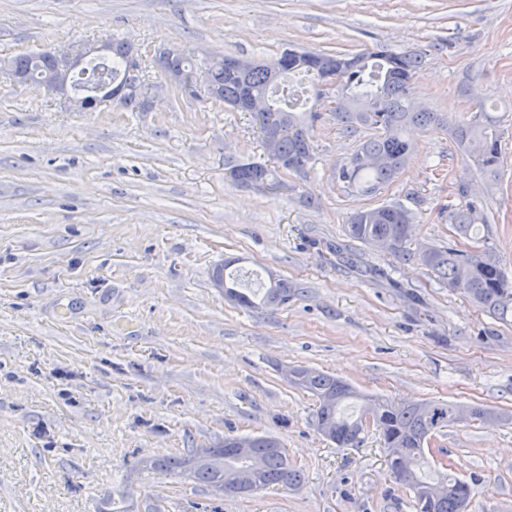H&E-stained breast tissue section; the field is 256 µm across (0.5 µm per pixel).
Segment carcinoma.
I'll return each mask as SVG.
<instances>
[{
  "instance_id": "carcinoma-1",
  "label": "carcinoma",
  "mask_w": 512,
  "mask_h": 512,
  "mask_svg": "<svg viewBox=\"0 0 512 512\" xmlns=\"http://www.w3.org/2000/svg\"><path fill=\"white\" fill-rule=\"evenodd\" d=\"M130 47L120 41L110 42L108 61L112 87H124L122 106L128 112L146 111L141 76L128 72L127 60ZM344 60L347 65L336 69L337 87L355 101L351 110L343 108L334 113L337 124L344 131L354 134L360 129L372 131L363 139L349 160L336 172L339 181L353 193L370 195L380 187L394 181L405 167L410 145L406 138L408 128L420 126L437 128L451 135L454 143L470 158L481 173L496 177L501 165V133L499 120L478 103L474 112L448 123L439 112L413 111L409 108L411 81L422 57L414 53L385 49L365 50L352 56L320 52L299 51L288 56L282 67V82L288 75L305 73L321 82L323 66L328 60ZM158 65L168 71L192 72L196 63L191 54H165L156 57ZM11 70L24 80L37 86L56 68V62L47 52L20 55L7 62ZM209 99L232 110L250 91L266 97L269 109L288 123V133L279 134L277 128L267 124V119L256 120L262 141L272 140L273 151L269 157L277 168L300 173L313 159L311 133L319 114L305 111L307 100L300 95L270 83L268 72L257 67L241 78L222 68L206 71ZM227 169L240 183L258 179H272L274 170L266 164L250 159H231ZM458 203L448 205V223L457 236L474 239L478 245L469 249L455 246H429L419 252L407 249L413 232L412 213L400 204H382L363 207L353 212L347 224L350 238L368 247L380 240L388 242L387 253L407 261H414L448 285L463 291L481 310L500 320L512 317V278L500 265L489 247L491 238L489 218L481 202L470 197L469 184H457ZM227 267L214 272L216 279H229L230 287L225 296L246 306L254 305L252 298L237 289V277H228ZM364 273L371 279H386L392 287L402 288L404 283L391 278L381 266H364ZM301 287L290 286L277 280L270 283L262 297L266 306L278 307L300 293ZM295 377L288 382L316 398L318 406L314 425L330 428L331 442L342 448L357 447L363 442L368 429L363 418L344 415L342 407L351 399H362L373 411V425L379 430L385 450L407 448L406 457L388 459L395 480L413 494L416 512H468L472 498L470 484L455 474L441 470L443 461H432L425 453L435 433L458 419L452 415L457 403L450 401H422L393 404L380 397L363 395L347 382L305 366L293 368ZM238 439L236 435L224 437L223 447L210 449L211 460L196 462V451L184 456H161L151 462V468L173 473L179 477L192 471V481L209 486L215 495L238 496L242 491L234 486L233 475L249 466V456L264 459V470L257 476L260 489L275 486L295 487L301 483L300 472L288 458L280 443L267 435L249 437L248 454L229 450L228 445ZM439 484L445 494L431 499L428 490Z\"/></svg>"
}]
</instances>
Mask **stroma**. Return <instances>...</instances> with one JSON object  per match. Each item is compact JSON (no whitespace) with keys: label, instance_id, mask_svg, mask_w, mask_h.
I'll list each match as a JSON object with an SVG mask.
<instances>
[{"label":"stroma","instance_id":"stroma-1","mask_svg":"<svg viewBox=\"0 0 512 512\" xmlns=\"http://www.w3.org/2000/svg\"><path fill=\"white\" fill-rule=\"evenodd\" d=\"M106 38L130 42L151 81L164 48L267 61L290 47L418 51L412 101L455 119L480 95L509 118L503 163L482 175L448 134L417 127L399 177L356 196L336 171L360 137L324 106L312 168L244 189L224 160L266 161L250 113L167 94L146 112L80 111L0 79V512H97L121 491L130 512H415L378 431L337 447L283 371L512 416V320L345 233L360 207L395 203L415 216L410 250L454 243L439 211L464 176L512 275V0H0V62ZM350 254L393 267L415 297ZM227 260L304 291L238 305L212 278ZM232 433L277 437L303 485L218 498L143 466ZM432 446L472 482L469 512H512V419H465Z\"/></svg>","mask_w":512,"mask_h":512}]
</instances>
